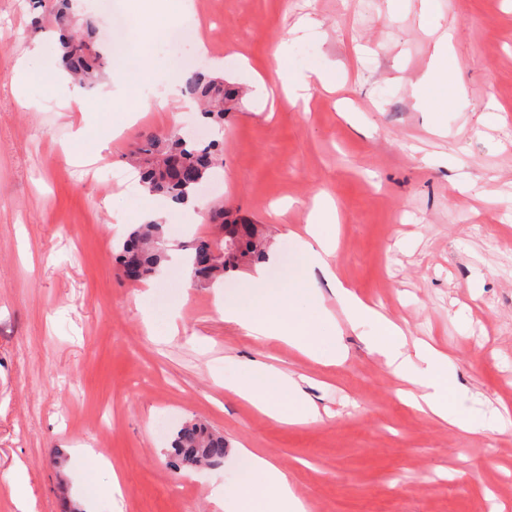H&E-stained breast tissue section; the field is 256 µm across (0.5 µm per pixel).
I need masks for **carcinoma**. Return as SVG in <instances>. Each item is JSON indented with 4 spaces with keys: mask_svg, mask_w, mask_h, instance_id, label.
<instances>
[{
    "mask_svg": "<svg viewBox=\"0 0 512 512\" xmlns=\"http://www.w3.org/2000/svg\"><path fill=\"white\" fill-rule=\"evenodd\" d=\"M49 14L54 16L61 38V59L66 72L76 80L91 85L98 80L103 56L95 42L96 24L88 17L80 25L73 22L67 0H59ZM182 95L199 102L203 115L224 124V116L232 111L237 95L224 88V80L204 71H196L186 79ZM139 154L142 183L149 191L186 203L195 187L216 174L223 165L219 145L202 149L188 147L177 132L160 139L153 134L143 136ZM207 223L218 233L213 238L200 237L189 245L187 255L192 277L200 284L211 285L232 270L254 265L263 259L266 247L263 231L251 220L224 207L208 210ZM167 258L160 224H142L133 229L117 255L134 265V281L142 282L155 274ZM178 455L189 464L218 463L224 459V434L201 422H189L177 432L173 441Z\"/></svg>",
    "mask_w": 512,
    "mask_h": 512,
    "instance_id": "obj_1",
    "label": "carcinoma"
}]
</instances>
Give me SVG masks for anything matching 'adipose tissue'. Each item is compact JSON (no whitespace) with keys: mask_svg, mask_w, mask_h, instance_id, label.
Listing matches in <instances>:
<instances>
[{"mask_svg":"<svg viewBox=\"0 0 512 512\" xmlns=\"http://www.w3.org/2000/svg\"><path fill=\"white\" fill-rule=\"evenodd\" d=\"M112 18V49L115 71L135 112H148L157 106L143 91L147 72L141 44L185 30H193L190 5L185 0H104ZM137 12H149L155 24L149 31H138L133 23ZM453 36L446 33L435 44L432 65L412 86L418 106L444 110L462 105L466 88L455 66ZM285 53L276 50L274 60L282 86L289 99L318 84L329 87L336 80L335 67H315L306 74L288 71ZM442 96H434V89ZM339 221L336 206L328 194L317 195L304 232H292L288 240L294 267L284 288L269 287L264 264H257L254 275L244 281L234 296L225 297L217 310L225 322L235 324L259 341L277 340L323 365L345 360L342 342H330L325 333L327 315L319 303L318 280H325L339 302L347 323L365 346L380 355L404 381L417 386L410 404L447 422L457 429L479 433L495 429L496 417L486 416L473 407L472 394L458 385L456 369L447 354L420 342L407 348L402 329L364 302L342 284L330 263L336 250L334 226ZM224 387L247 401L270 419L288 425L320 421L313 401L298 379L288 371L262 362L236 363ZM234 463L239 473L234 489L219 486L212 497L222 512H307L288 476L267 456L238 447Z\"/></svg>","mask_w":512,"mask_h":512,"instance_id":"1","label":"adipose tissue"}]
</instances>
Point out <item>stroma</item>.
Segmentation results:
<instances>
[{
	"label": "stroma",
	"instance_id": "obj_1",
	"mask_svg": "<svg viewBox=\"0 0 512 512\" xmlns=\"http://www.w3.org/2000/svg\"><path fill=\"white\" fill-rule=\"evenodd\" d=\"M32 0H0V512H14L16 463L30 476L35 512H77L80 466L70 448L99 449L120 476L122 512H222L213 488L233 486L228 461L179 466L176 431L200 420L227 449L265 453L310 505L309 512H512V429L464 433L414 410L402 382L348 327L322 291L335 333L349 349L324 366L288 345L257 342L216 312L217 289L183 297L185 250L211 235L172 211L168 258L144 283L127 281L116 256L136 218L129 193L113 189L143 134L182 125L208 129L224 152L219 182L197 188L200 204L222 202L265 226L278 260L268 283L288 281L289 231H302L311 202L328 193L341 216L338 278L405 332L448 354L457 379L486 407L512 418V0H192L210 47L197 66L245 56L266 88L278 85L273 54L288 43V67L338 63L336 89L308 102L264 97L228 64L240 90L224 124L171 97L127 122L129 102L104 59L94 99L95 131L110 136L89 173L62 150L82 123L63 105L75 86L32 80L31 106L10 89L27 42L59 65L56 33L34 31ZM316 29L295 32L301 17ZM455 34L468 104L444 115L417 106L412 85L428 70L436 30ZM194 52L191 36L144 47L155 95L171 75L168 56ZM499 117L487 127L485 113ZM259 360L304 375L321 421L275 422L225 390V357Z\"/></svg>",
	"mask_w": 512,
	"mask_h": 512
}]
</instances>
